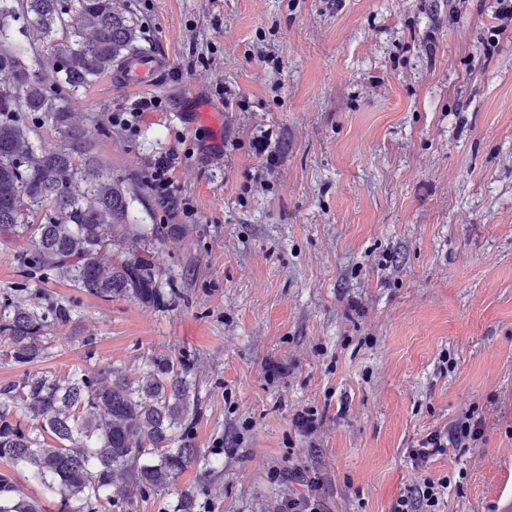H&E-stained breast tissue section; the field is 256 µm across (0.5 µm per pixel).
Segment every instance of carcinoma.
<instances>
[{"label": "carcinoma", "instance_id": "carcinoma-1", "mask_svg": "<svg viewBox=\"0 0 512 512\" xmlns=\"http://www.w3.org/2000/svg\"><path fill=\"white\" fill-rule=\"evenodd\" d=\"M31 27L45 39L62 32L51 45L59 79L50 84L6 46L12 29L25 36ZM142 49L140 28L116 0H0V74L9 76L0 86V236L30 233L32 271L62 275L104 300L123 295L166 306L176 295L164 291L148 259L108 249L112 225L129 223L127 189L92 161L79 171L68 149H34L19 116L42 112L61 121L74 92L122 70ZM47 203L43 223L25 222ZM72 312L61 301L5 300L0 338L11 345L10 358L39 361L45 330L69 322ZM193 372L187 355L168 354L150 360L137 380L123 367L95 363L62 378L29 374L1 389L0 459L10 470L0 473V512H41L19 489L20 473L59 497L63 512H137L130 488L143 498L174 494V512H198L197 495L176 488L200 459Z\"/></svg>", "mask_w": 512, "mask_h": 512}]
</instances>
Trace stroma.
<instances>
[{"mask_svg":"<svg viewBox=\"0 0 512 512\" xmlns=\"http://www.w3.org/2000/svg\"><path fill=\"white\" fill-rule=\"evenodd\" d=\"M167 65L153 90L112 74L23 113L34 148L72 155L134 196L112 227L175 305L103 300L26 275L33 243L0 241V303L41 288L72 304L45 355L0 387L114 362L195 364V442L224 462L177 487L200 512H280L297 467L326 512H389L421 476L464 472L441 512H512V21L488 0H119ZM145 99L135 129L112 122ZM218 109L187 128L185 102ZM270 135L278 162L254 154ZM176 151L172 196L148 183ZM156 224H183L155 240ZM477 407L486 439L415 469L408 450ZM316 420L304 432L298 414Z\"/></svg>","mask_w":512,"mask_h":512,"instance_id":"35a3bbf8","label":"stroma"}]
</instances>
